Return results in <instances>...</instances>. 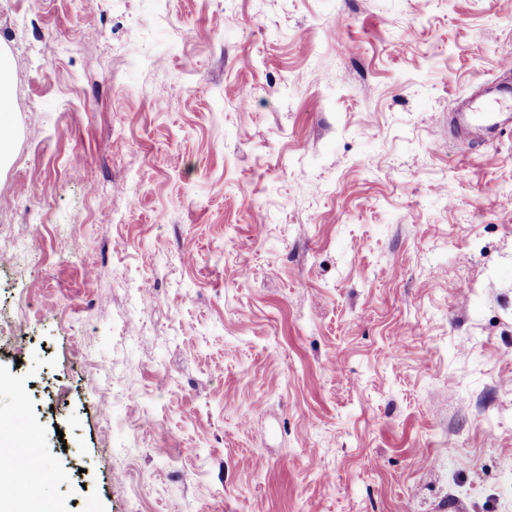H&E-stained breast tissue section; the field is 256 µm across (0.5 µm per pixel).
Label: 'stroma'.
I'll list each match as a JSON object with an SVG mask.
<instances>
[{
  "instance_id": "stroma-1",
  "label": "stroma",
  "mask_w": 512,
  "mask_h": 512,
  "mask_svg": "<svg viewBox=\"0 0 512 512\" xmlns=\"http://www.w3.org/2000/svg\"><path fill=\"white\" fill-rule=\"evenodd\" d=\"M0 47V416L56 512H512V123L448 126L503 0H0ZM12 80L9 53L0 47V164L14 141V125L10 112V88Z\"/></svg>"
}]
</instances>
